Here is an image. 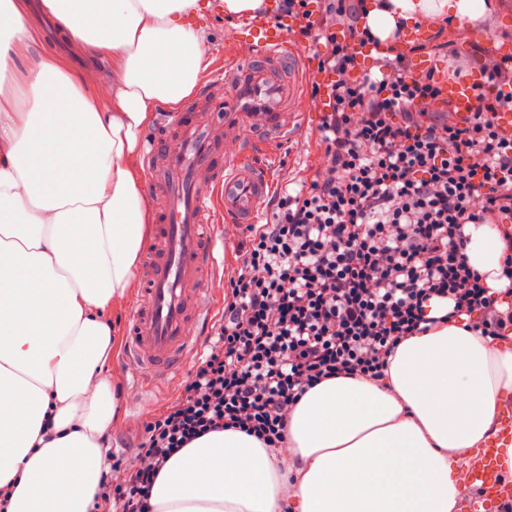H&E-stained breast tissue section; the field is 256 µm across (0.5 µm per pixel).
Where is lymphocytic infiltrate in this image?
Wrapping results in <instances>:
<instances>
[{"label":"lymphocytic infiltrate","mask_w":512,"mask_h":512,"mask_svg":"<svg viewBox=\"0 0 512 512\" xmlns=\"http://www.w3.org/2000/svg\"><path fill=\"white\" fill-rule=\"evenodd\" d=\"M307 41L323 42L314 84L328 109L312 177L277 193L271 219L241 229L224 284V314L177 395L142 425L138 445L110 466L90 512H154L165 463L213 431L237 429L282 444L305 392L333 377L373 380L405 338L429 324L431 299L476 315L484 335L512 330L482 275L465 262L467 224L497 226L512 297V141L496 116L512 105V59H497L466 125L431 108L434 70L408 73L403 56L379 78L354 76L356 47L372 42L354 0H283Z\"/></svg>","instance_id":"lymphocytic-infiltrate-1"}]
</instances>
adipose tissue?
<instances>
[{"instance_id": "obj_1", "label": "adipose tissue", "mask_w": 512, "mask_h": 512, "mask_svg": "<svg viewBox=\"0 0 512 512\" xmlns=\"http://www.w3.org/2000/svg\"><path fill=\"white\" fill-rule=\"evenodd\" d=\"M81 49L112 63V99L35 38L24 0H0V82L24 67L21 104L0 102V488L6 512H87L109 467L116 407L105 366L108 312L134 285L151 221L134 159L155 110L196 88L203 0H43ZM488 0H367L360 27L396 50L399 22L461 38ZM465 261L492 292L504 244L465 225ZM430 303L437 325L403 340L376 380L339 377L309 389L283 448L238 430L212 432L160 471L155 512H454L472 455L512 397V333L484 336ZM54 437L42 441L44 422Z\"/></svg>"}]
</instances>
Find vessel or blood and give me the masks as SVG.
<instances>
[{
  "instance_id": "vessel-or-blood-1",
  "label": "vessel or blood",
  "mask_w": 512,
  "mask_h": 512,
  "mask_svg": "<svg viewBox=\"0 0 512 512\" xmlns=\"http://www.w3.org/2000/svg\"><path fill=\"white\" fill-rule=\"evenodd\" d=\"M278 5L267 0L265 15L240 19L236 34L251 39L252 55L217 61L198 95L163 115L143 153L155 225L139 271L145 293L129 319L124 354L138 387H152L155 370L174 371L186 354L201 350L204 341L190 328L211 316L200 299L220 264L214 226L221 217L235 225L260 222L273 185L254 161L256 149L292 143L303 129L309 81L329 80L309 54L289 47L276 22ZM442 96L459 122L477 110L471 83L446 82ZM499 413L498 431L469 468L485 512L512 502V480L502 476L512 447V399Z\"/></svg>"
}]
</instances>
